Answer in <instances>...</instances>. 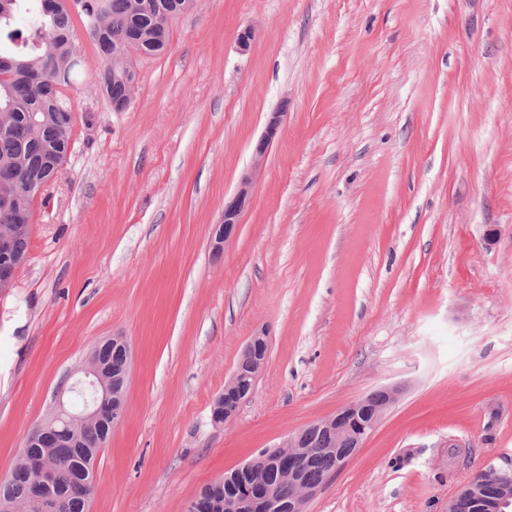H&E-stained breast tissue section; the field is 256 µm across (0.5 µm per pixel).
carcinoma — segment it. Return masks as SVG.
Wrapping results in <instances>:
<instances>
[{
  "label": "carcinoma",
  "instance_id": "carcinoma-1",
  "mask_svg": "<svg viewBox=\"0 0 512 512\" xmlns=\"http://www.w3.org/2000/svg\"><path fill=\"white\" fill-rule=\"evenodd\" d=\"M82 18L85 34L94 43L104 66L101 72L103 97L109 104L128 101L136 76L135 65L124 56L133 47L146 57L165 52L170 41V20L190 10L195 0H73ZM0 174L13 173L17 184L7 188L8 202H0V225H12L11 249L27 255L28 224L33 219L36 190L56 173L74 144L75 118L65 91L79 75L77 36L71 8L66 0H0ZM98 356L112 379V394L125 396L127 379L124 357L112 340L100 343ZM112 431V403L103 405L96 429L83 433L76 444L66 436L50 432L34 448H22L9 477L0 481V504L7 498L20 501L36 512L38 495L29 458L51 463L57 490L55 512H88L93 483L80 472L88 454H96ZM295 439L312 452L299 460L306 482H319L336 466V454L354 447L353 432L336 444L337 452L325 454L330 439L312 430H301ZM261 461L238 469L226 483L219 479L197 497L196 512H224V495L244 486L265 485L280 498L292 488L280 481L277 469L260 454Z\"/></svg>",
  "mask_w": 512,
  "mask_h": 512
}]
</instances>
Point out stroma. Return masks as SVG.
Segmentation results:
<instances>
[{
    "mask_svg": "<svg viewBox=\"0 0 512 512\" xmlns=\"http://www.w3.org/2000/svg\"><path fill=\"white\" fill-rule=\"evenodd\" d=\"M78 45L74 148L0 295V480L115 336L125 415L88 512H186L387 386L397 402L305 512H447L512 456V0H196L167 51L137 60L122 112ZM274 112L238 233L215 250ZM258 333L256 387L214 423ZM362 399L341 408L336 412V414L315 422L306 428H317L318 431H327L329 433H341L345 428V421L351 409H353Z\"/></svg>",
    "mask_w": 512,
    "mask_h": 512,
    "instance_id": "1",
    "label": "stroma"
}]
</instances>
